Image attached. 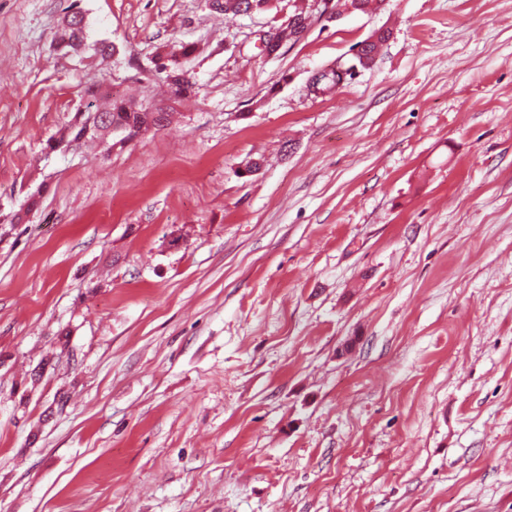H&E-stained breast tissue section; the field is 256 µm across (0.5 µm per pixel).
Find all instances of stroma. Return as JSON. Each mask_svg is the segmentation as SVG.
Instances as JSON below:
<instances>
[{"label": "stroma", "instance_id": "stroma-1", "mask_svg": "<svg viewBox=\"0 0 512 512\" xmlns=\"http://www.w3.org/2000/svg\"><path fill=\"white\" fill-rule=\"evenodd\" d=\"M209 3L0 0V512H512V0ZM96 82L172 123L47 152ZM211 2V9L225 17H236L243 14L264 12L271 7L272 0H219ZM295 10L292 15L288 17L287 22L277 28L274 33L265 39L264 47L268 54L276 53L282 45L286 43L295 44L307 31L312 12L307 10L308 7L294 5ZM56 41L65 48L81 51L88 45L87 24L80 11L68 10L56 34ZM356 68V64L345 66L344 64H338L336 69H331L327 73H322L317 77L316 84L320 92H331L338 89L347 76L351 77L353 70ZM181 74L183 73L173 71L166 75L169 98L183 100L191 97L195 93V82H193L190 77H185L182 80L178 79V76Z\"/></svg>", "mask_w": 512, "mask_h": 512}]
</instances>
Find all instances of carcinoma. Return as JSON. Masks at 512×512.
Wrapping results in <instances>:
<instances>
[{
	"instance_id": "cac0c4a2",
	"label": "carcinoma",
	"mask_w": 512,
	"mask_h": 512,
	"mask_svg": "<svg viewBox=\"0 0 512 512\" xmlns=\"http://www.w3.org/2000/svg\"><path fill=\"white\" fill-rule=\"evenodd\" d=\"M272 0H222L211 3V9L226 17H236L243 14L264 12L271 7ZM386 0H336L333 8L336 14H341L339 8L352 7L356 12H368L381 8ZM312 12L304 6H297L287 22L277 28L274 33L265 39V50L269 54L277 52L286 43H296L307 31ZM388 38L387 32H380L359 44L356 54L358 64L345 66L339 64L336 68L317 77L316 84L320 92H331L339 88L346 78L352 75L356 66L366 67L373 61L378 46ZM56 41L66 48L81 51L88 45L87 24L79 11L68 10L63 23L56 34ZM179 73L173 71L166 75L167 93L175 100H183L195 93V82L189 77L178 79ZM87 105L84 116L76 123L70 125L60 137L53 139L49 148L55 150L59 147L78 146L87 140H105L110 137L108 129L112 126L127 128L131 125L149 129L153 124L158 128L166 126L169 113L159 110L158 113L148 112L135 100L110 102L100 106L103 99H112V96L101 85L90 86L85 89Z\"/></svg>"
}]
</instances>
